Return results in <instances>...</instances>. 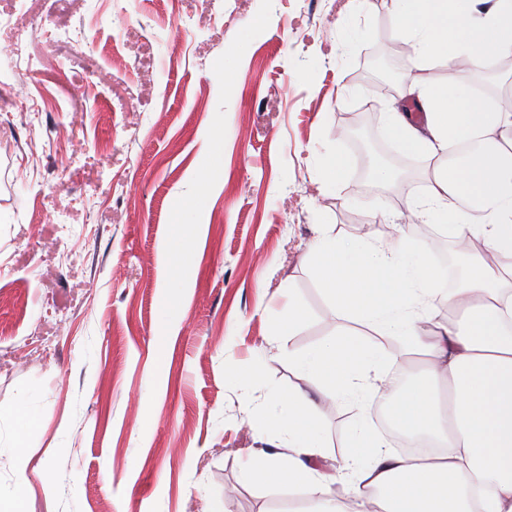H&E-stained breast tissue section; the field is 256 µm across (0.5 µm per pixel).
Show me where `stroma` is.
Masks as SVG:
<instances>
[{
  "mask_svg": "<svg viewBox=\"0 0 512 512\" xmlns=\"http://www.w3.org/2000/svg\"><path fill=\"white\" fill-rule=\"evenodd\" d=\"M392 15V0H0V508L274 512L287 496L244 468L267 445L254 409L306 386L279 346L310 351L337 325L305 260L318 225L367 238L379 207L412 253L454 250L434 220L405 221L428 162L393 185L366 173L374 153L402 159L385 112L416 107L368 76L371 57L447 75L416 64ZM33 95L34 119L18 110ZM292 298L307 317L274 342ZM320 407L342 467L355 420L379 421L355 396Z\"/></svg>",
  "mask_w": 512,
  "mask_h": 512,
  "instance_id": "obj_1",
  "label": "stroma"
}]
</instances>
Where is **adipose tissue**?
<instances>
[{
    "label": "adipose tissue",
    "instance_id": "1",
    "mask_svg": "<svg viewBox=\"0 0 512 512\" xmlns=\"http://www.w3.org/2000/svg\"><path fill=\"white\" fill-rule=\"evenodd\" d=\"M393 3L394 28L411 41L415 61L448 67L443 82L408 87L423 123L396 108L387 115L401 149L431 161L425 195L411 201V212L442 218L448 239L478 241L482 250L469 254L459 287L446 290L428 254L409 257L402 229L385 239L345 238L322 225L305 259L336 317L421 350L425 379L402 388L405 363L345 331L287 357L319 393L360 392L367 409L385 401L393 430L428 436L438 450L397 455L360 419L355 457L340 472L319 470L312 464L324 455L319 405L300 390L279 403L287 455L260 452L245 476L301 490L288 512H512V102L489 107L469 89L473 68L512 50V0ZM473 139L484 141V151L449 159V150ZM464 193L475 210L459 207ZM439 303L467 314L465 324L429 323ZM339 481L350 485L348 498L332 497Z\"/></svg>",
    "mask_w": 512,
    "mask_h": 512
}]
</instances>
